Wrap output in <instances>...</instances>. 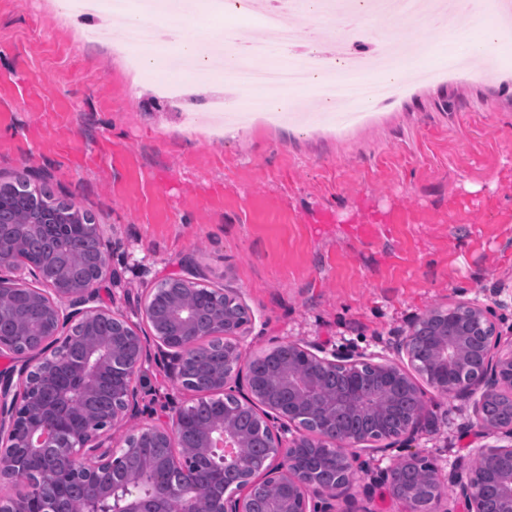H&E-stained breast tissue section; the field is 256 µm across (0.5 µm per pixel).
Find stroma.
Returning a JSON list of instances; mask_svg holds the SVG:
<instances>
[{
  "label": "stroma",
  "instance_id": "obj_1",
  "mask_svg": "<svg viewBox=\"0 0 512 512\" xmlns=\"http://www.w3.org/2000/svg\"><path fill=\"white\" fill-rule=\"evenodd\" d=\"M362 50L403 41L442 65L451 35L423 21L361 19ZM45 0H0V179L28 174L111 227L117 285L103 307L141 334L150 289L184 275L232 288L260 350L299 340L391 356L411 320L480 299L512 329V73L414 84L347 129L256 121L236 137L191 128L106 42L71 45ZM140 422L193 402L157 354L139 381ZM431 428L411 451L445 475L472 466L471 405L427 390Z\"/></svg>",
  "mask_w": 512,
  "mask_h": 512
}]
</instances>
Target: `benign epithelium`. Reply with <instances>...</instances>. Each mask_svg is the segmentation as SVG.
Returning <instances> with one entry per match:
<instances>
[{"label": "benign epithelium", "mask_w": 512, "mask_h": 512, "mask_svg": "<svg viewBox=\"0 0 512 512\" xmlns=\"http://www.w3.org/2000/svg\"><path fill=\"white\" fill-rule=\"evenodd\" d=\"M66 227L44 212L40 259L22 261L26 227L0 225V356L12 359L0 369V485L25 477L22 491L0 496V512H73V486L81 512H101L117 490L120 512H169L174 501L180 512H199L203 501L208 512H336L367 474L361 454L402 449L430 424L419 377L441 395L472 399L476 438L492 434L495 442L479 445L478 466L450 481L433 461L408 452L370 474V483L413 512L403 475L416 470L432 492L429 512H491L483 477L493 474L498 498L512 505V420L490 423L482 407L487 396L512 405V332L497 329L493 307L469 300L441 310L421 358L414 339L427 326L424 315L394 345V358L378 363L277 341L264 350L281 358L270 377L258 355L234 342L237 291L224 290L202 330L194 289L171 288L167 310L157 314L148 302L143 316L171 379L198 397L117 442L112 429L138 416L136 381L148 354L127 318L96 305L112 274L105 225H89L88 273L58 261ZM203 335L224 337L220 372L196 363L192 349ZM400 392L416 405L397 416L390 398ZM246 412L265 442L258 462L245 457L251 435L235 425ZM219 448L232 455L213 466Z\"/></svg>", "instance_id": "1"}]
</instances>
